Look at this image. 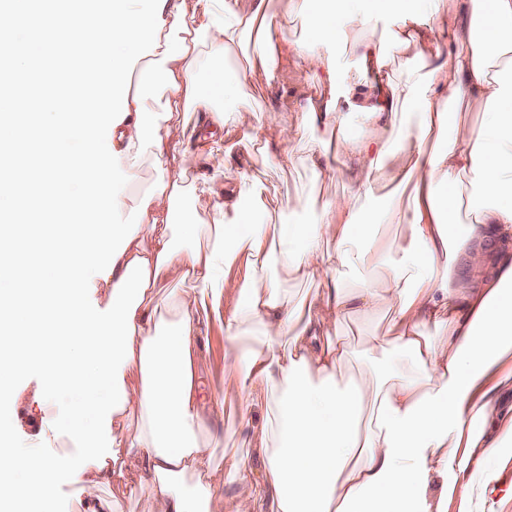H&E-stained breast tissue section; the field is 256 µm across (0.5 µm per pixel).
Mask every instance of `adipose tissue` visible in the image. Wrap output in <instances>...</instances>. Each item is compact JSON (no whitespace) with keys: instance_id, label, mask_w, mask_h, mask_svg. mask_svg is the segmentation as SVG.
I'll return each instance as SVG.
<instances>
[{"instance_id":"ef3b65f1","label":"adipose tissue","mask_w":512,"mask_h":512,"mask_svg":"<svg viewBox=\"0 0 512 512\" xmlns=\"http://www.w3.org/2000/svg\"><path fill=\"white\" fill-rule=\"evenodd\" d=\"M70 0L44 21L33 0L0 6L8 35L0 55V85L14 70L49 55L53 29L88 72L112 67L111 119L106 128L43 100L44 121L5 122L14 143L49 147L53 161L38 194L46 213L82 189L99 219L73 215L51 246L27 222L0 225V390L26 365L40 366L47 385L31 399L45 406L59 386L67 348L94 359L97 372L79 378L87 398L70 416L69 431L88 441L77 459L43 455L32 446L0 443V502L35 498L52 503L59 477L70 472L88 487L118 482L138 495L141 512H431V473L465 466L463 448L512 457V407L493 389H512V0H290L308 19L305 38L282 42L267 20L268 0ZM401 18L397 52L418 58L409 76L378 84L365 111L381 121L414 113L412 124L387 139L340 137L336 153L355 169L349 193L322 206L317 223L275 224L263 180L249 176L244 208L240 175L220 154L208 173L183 153L177 166L170 140L191 137L197 113L228 122L224 99L239 97L247 70L225 71L218 87L201 82L227 51L251 35L250 54L266 77L277 55H293L308 72L326 71L322 44L346 39L369 12ZM341 19L326 28L322 17ZM488 19L492 36L478 33ZM451 31L452 46L432 48L429 20ZM147 44L155 66L145 87L126 85L125 57ZM482 104L479 128L466 116ZM180 121L147 124L157 111ZM153 158L161 185L137 204L140 221L122 222L124 185L144 158ZM392 188L389 196L381 187ZM215 197L210 221L178 219L183 195ZM474 223H458L461 209ZM179 224L188 251L175 248ZM374 224L404 226L399 240L365 243ZM463 255L468 277L453 271ZM43 266L48 279L21 273L15 258ZM245 278L230 281L237 261ZM369 264L375 278L348 290L341 267ZM278 277H271V270ZM191 292L156 288L170 276ZM316 282L296 301L277 280ZM76 288H106V307L85 304ZM391 317L374 337V369L345 379L347 349L338 334L352 308ZM223 320L224 364L234 384L216 407L240 417L262 408L255 436L226 450V436L206 421L196 336L201 316ZM263 462L259 484L239 454ZM238 493H228V486Z\"/></svg>"}]
</instances>
